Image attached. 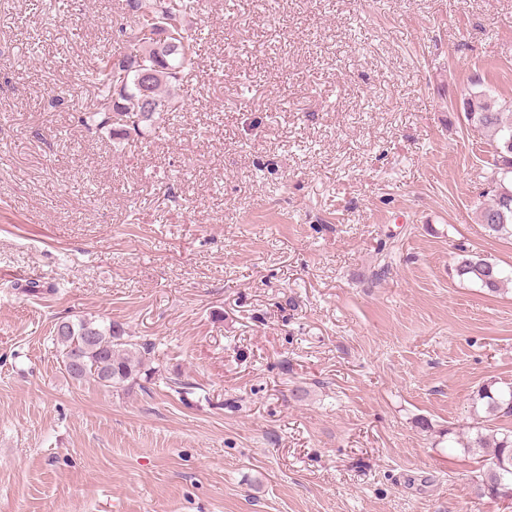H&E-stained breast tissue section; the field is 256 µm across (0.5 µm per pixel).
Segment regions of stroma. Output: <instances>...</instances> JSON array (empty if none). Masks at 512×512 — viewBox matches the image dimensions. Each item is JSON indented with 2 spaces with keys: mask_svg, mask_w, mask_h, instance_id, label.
Listing matches in <instances>:
<instances>
[{
  "mask_svg": "<svg viewBox=\"0 0 512 512\" xmlns=\"http://www.w3.org/2000/svg\"><path fill=\"white\" fill-rule=\"evenodd\" d=\"M0 0V512H512L448 445L512 383L479 222L512 0H202L173 120L79 122L122 0ZM151 343L71 379L55 323ZM190 382L178 394L168 382ZM460 251L463 254H459L455 265L460 280L479 285L489 293H498L506 283H512V272L507 274L490 258L466 250Z\"/></svg>",
  "mask_w": 512,
  "mask_h": 512,
  "instance_id": "obj_1",
  "label": "stroma"
}]
</instances>
